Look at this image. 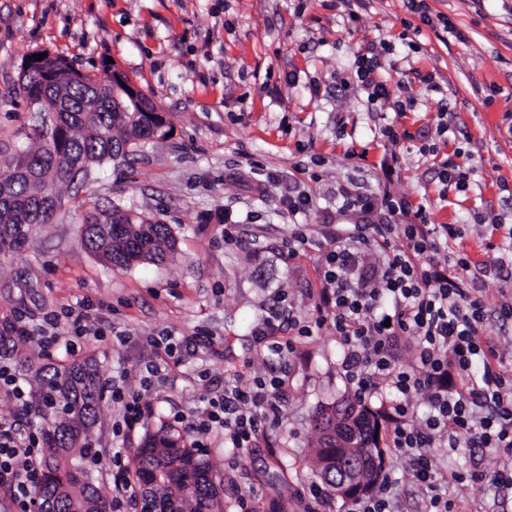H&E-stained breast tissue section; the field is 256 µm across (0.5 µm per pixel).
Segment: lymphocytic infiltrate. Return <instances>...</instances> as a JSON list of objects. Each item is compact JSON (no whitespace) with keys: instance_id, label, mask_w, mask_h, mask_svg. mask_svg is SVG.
<instances>
[{"instance_id":"lymphocytic-infiltrate-1","label":"lymphocytic infiltrate","mask_w":512,"mask_h":512,"mask_svg":"<svg viewBox=\"0 0 512 512\" xmlns=\"http://www.w3.org/2000/svg\"><path fill=\"white\" fill-rule=\"evenodd\" d=\"M381 208L386 223L345 224L326 234L315 324L332 325L359 399L387 398L388 444L426 488L424 512H461L439 491L435 450L480 449L498 465L472 473V480L512 488V380L482 336L488 307L482 289L463 276L468 256L447 254L459 236L456 225L394 223L405 205L387 196ZM369 248L382 253V264H363L361 252ZM409 335L418 345L412 363L403 365L397 347ZM282 385L257 377L225 387L210 399L197 432L220 430L227 447H252L268 418L265 404ZM39 445L37 434L23 433L20 418L0 419V489L22 512L34 502Z\"/></svg>"}]
</instances>
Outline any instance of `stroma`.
Returning <instances> with one entry per match:
<instances>
[{"mask_svg":"<svg viewBox=\"0 0 512 512\" xmlns=\"http://www.w3.org/2000/svg\"><path fill=\"white\" fill-rule=\"evenodd\" d=\"M463 35L443 41L403 0H0V175L25 144L31 113L10 96L23 59L47 48L77 68L105 76L114 62L167 112L171 136L135 147L125 163H106L89 180L56 189L51 223L32 225L18 249L0 252V325L28 324L13 346L43 365L95 358L103 381L142 394L152 416L115 434L123 404L104 399L90 442L100 452L92 477L111 498L114 453L143 434L175 425L196 441L191 423L233 373L244 380L280 376V421L256 447L231 452L212 434L200 454L221 480L224 512H257L279 497L288 512L312 504L322 481L314 467L316 419L351 392L340 373L342 350L329 327L312 336L287 331L295 350L277 353L254 332L280 302L310 320L323 286L316 247L327 225L375 224V205L408 201L397 215L460 229L453 249L489 263L512 246V0H426ZM373 53L374 76L390 97L368 102L356 78L359 57ZM434 84L422 82L424 74ZM410 99L405 116L395 101ZM448 114V137L435 134ZM395 125L401 138L381 134ZM468 150L470 188L441 196L435 160ZM306 194V211L289 198ZM373 207L350 210L348 196ZM92 198L169 224L176 239L164 261L112 268L80 242L78 200ZM502 222L492 229L489 219ZM313 240L296 258V225ZM92 335L66 350L77 311ZM54 317L64 335L41 336ZM182 339L174 359L157 341ZM164 363L163 378L143 390L141 374ZM471 451L439 453L449 495L486 512H512V491L459 483Z\"/></svg>","mask_w":512,"mask_h":512,"instance_id":"35a3bbf8","label":"stroma"}]
</instances>
